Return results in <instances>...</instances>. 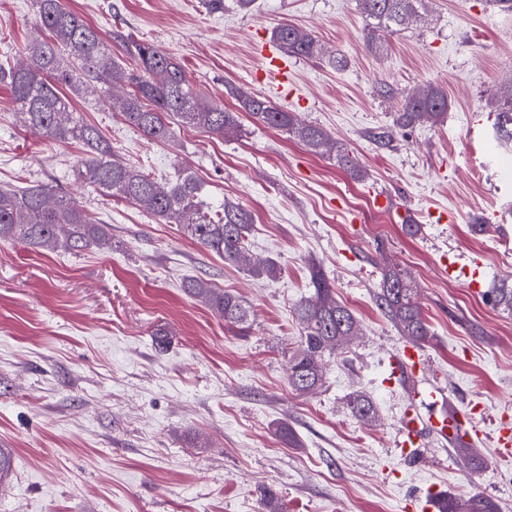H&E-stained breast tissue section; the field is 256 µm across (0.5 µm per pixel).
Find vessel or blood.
Masks as SVG:
<instances>
[{"label":"vessel or blood","instance_id":"1","mask_svg":"<svg viewBox=\"0 0 512 512\" xmlns=\"http://www.w3.org/2000/svg\"><path fill=\"white\" fill-rule=\"evenodd\" d=\"M481 261L475 260L468 266L449 263L448 278L466 280L473 289H481ZM425 369L421 350L413 344L404 345L393 358L389 380L396 383L408 377H418ZM443 395L437 388L410 390L404 410L397 447L404 456L415 455L423 446L425 434L444 439L453 444H467L477 437L475 420L481 408L471 404L466 409H451L442 401Z\"/></svg>","mask_w":512,"mask_h":512}]
</instances>
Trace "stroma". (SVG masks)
<instances>
[{
	"mask_svg": "<svg viewBox=\"0 0 512 512\" xmlns=\"http://www.w3.org/2000/svg\"><path fill=\"white\" fill-rule=\"evenodd\" d=\"M65 3L104 39L119 29L156 43L206 99L232 106L233 84L322 127L366 176L352 180L335 160L246 117L237 138L179 127L158 142L105 100L74 99L132 170L160 182L191 172L206 206L229 197L250 210L252 257L281 268L257 280L178 225L77 179L80 146L27 130L0 84V185L50 184L112 233L111 248L79 252L0 241V448L14 452L0 512H265V488L283 512H408L433 491H480L512 512V461L495 442L499 415L512 411V316L449 281L443 266L480 260L488 289L512 275V160L493 130L496 95L512 83V11L492 0H424L417 23L376 32L375 53L356 0H254L246 12L236 0L220 12L205 0ZM282 21L346 56L347 68L292 58L282 82L258 56ZM39 34L33 0H0V57L22 59ZM431 84L448 92L446 118L379 146L372 134L391 126L402 96ZM380 194L391 210L377 207ZM400 209L416 235L403 230ZM316 265L361 334L327 358L322 387L298 397L288 386L301 336L294 311ZM387 266L414 281L429 325L421 384L448 405L485 407L480 469L435 438L410 458L395 447L405 391L387 377L405 340L375 303ZM196 276L250 305L249 331L184 293ZM356 393L376 404V424L349 414ZM281 424L297 447L279 439Z\"/></svg>",
	"mask_w": 512,
	"mask_h": 512,
	"instance_id": "stroma-1",
	"label": "stroma"
}]
</instances>
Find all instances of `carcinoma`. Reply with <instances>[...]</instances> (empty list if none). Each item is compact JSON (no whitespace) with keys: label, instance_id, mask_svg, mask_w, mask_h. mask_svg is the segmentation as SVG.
Here are the masks:
<instances>
[{"label":"carcinoma","instance_id":"1","mask_svg":"<svg viewBox=\"0 0 512 512\" xmlns=\"http://www.w3.org/2000/svg\"><path fill=\"white\" fill-rule=\"evenodd\" d=\"M423 0H357L359 12L370 29L396 30L412 23ZM36 26L46 36L26 48V61L0 65V82L11 91L23 116L24 126L34 134L57 142L80 144L86 162L77 177L110 197L131 203L164 224H178L184 235L224 260L245 269L255 279L273 278L280 272L276 262L251 263L247 257L248 235L253 217L234 199L211 210L201 199L202 185L184 172L160 183L146 173L133 172L112 150V142L95 126L86 123L72 108L59 86L80 93L91 81L94 91L107 97L110 109L132 128L152 140H168L173 125L201 130L213 138H232L241 133L240 113L270 128L282 130L317 155L335 153L351 178L361 180L365 170L357 157L324 129L300 122L265 97L230 86L237 110L209 102L196 90L186 69L156 44L116 30L114 42L122 45L129 63L119 67L101 34L69 9L63 0H34ZM272 42L285 54L299 59H317L341 70L347 59L325 51L317 37L287 22L276 24ZM450 107L447 91L430 85L419 94L406 95L396 112L395 126L404 130L428 120L441 121ZM499 145L512 146V91L500 97L495 119ZM18 241L31 248L51 247L79 251L90 245L107 247L112 234L98 224L65 192L43 183L18 188L0 187V241ZM314 293L295 309L302 328L300 344L290 357L288 385L302 396L323 385V361L344 349L357 335L359 324L353 313L333 295L322 269L312 268ZM187 295L205 305L224 322L246 327L252 311L241 297L215 287L204 277L183 284ZM416 289L401 271L383 270L375 301L399 334L413 343L430 336L427 321L415 300ZM495 309L512 315V277L501 281L487 294ZM351 415L368 423L378 418L372 399L362 393L347 404ZM435 512H501L492 497L476 491L461 497L450 491L441 494Z\"/></svg>","mask_w":512,"mask_h":512}]
</instances>
